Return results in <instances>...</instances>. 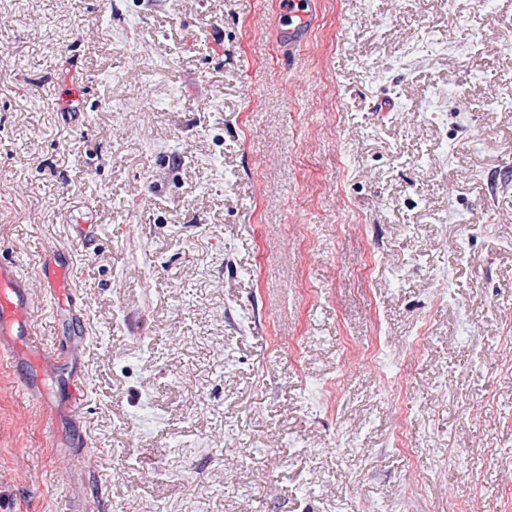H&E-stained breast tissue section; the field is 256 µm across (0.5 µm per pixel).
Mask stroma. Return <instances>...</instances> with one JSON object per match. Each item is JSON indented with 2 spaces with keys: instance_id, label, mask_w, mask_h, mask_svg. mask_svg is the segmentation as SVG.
I'll return each mask as SVG.
<instances>
[{
  "instance_id": "stroma-1",
  "label": "stroma",
  "mask_w": 512,
  "mask_h": 512,
  "mask_svg": "<svg viewBox=\"0 0 512 512\" xmlns=\"http://www.w3.org/2000/svg\"><path fill=\"white\" fill-rule=\"evenodd\" d=\"M276 8L0 0V512H512V0ZM276 3L279 5V42L288 47V51L304 46L318 25L321 1L278 0ZM32 309L24 275L16 265L0 262V355L15 352L17 341L13 336H28L36 343ZM43 272L49 288V294L54 306H56L57 302H63L64 293L69 290L72 266L68 264L66 267H63L56 263H49Z\"/></svg>"
}]
</instances>
